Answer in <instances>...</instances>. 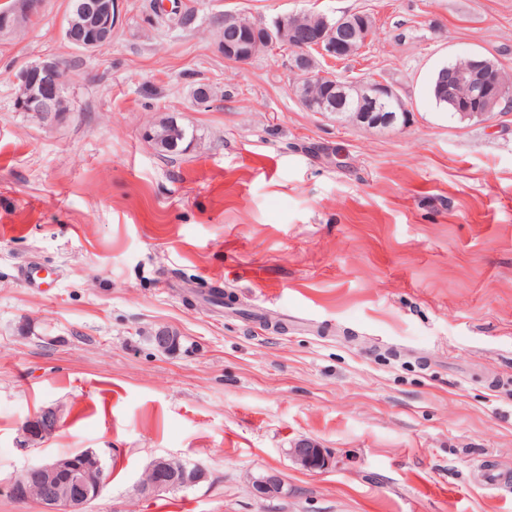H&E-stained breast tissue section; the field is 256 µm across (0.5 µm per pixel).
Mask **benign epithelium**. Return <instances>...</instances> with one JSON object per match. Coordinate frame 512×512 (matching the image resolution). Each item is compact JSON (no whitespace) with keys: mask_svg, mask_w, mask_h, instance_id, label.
<instances>
[{"mask_svg":"<svg viewBox=\"0 0 512 512\" xmlns=\"http://www.w3.org/2000/svg\"><path fill=\"white\" fill-rule=\"evenodd\" d=\"M43 0H0V37L16 34L23 26L36 21L42 11ZM122 0H72L64 39L71 45L96 51L112 43L120 15ZM224 26L243 32L240 41L219 37L218 50L228 61L243 64L264 50L289 48L291 68L295 73L308 72L313 67L309 48H315L323 58L344 56L351 47L345 40L353 38L367 44L370 38L368 24H359L352 14L325 21L313 34H304L288 27V17L281 16L270 24L257 25L238 14L224 12ZM486 62L478 55L469 56L468 63L452 73V84L463 88L468 99L461 104L453 100L451 106L463 107V116L485 120L494 112L502 99L512 97L505 86L491 89L482 83ZM20 88L15 100V111L33 112L48 126L57 123L68 106V79L65 63L45 56L21 66L13 76ZM361 103L370 108H386L401 102L396 91L387 84L370 81L361 85ZM336 118L356 122L368 128L381 124L382 119L370 112H334ZM154 346L169 352L175 349L177 337L166 327L155 330L151 336ZM63 415L60 407L41 410L21 426L22 434L31 442L50 436ZM295 462L309 471L322 470L329 465V455L316 443L303 439L289 450ZM207 470L200 464L186 465L180 461L158 457L147 467L139 491L146 496L158 497L176 490L190 489L205 482ZM108 474L102 455L90 450L69 459H56L51 463L33 465L24 470L9 485L12 498L20 502L33 501L40 512H89V507L102 493ZM252 489L259 497H272L282 493L281 477L269 472L252 480Z\"/></svg>","mask_w":512,"mask_h":512,"instance_id":"benign-epithelium-1","label":"benign epithelium"}]
</instances>
